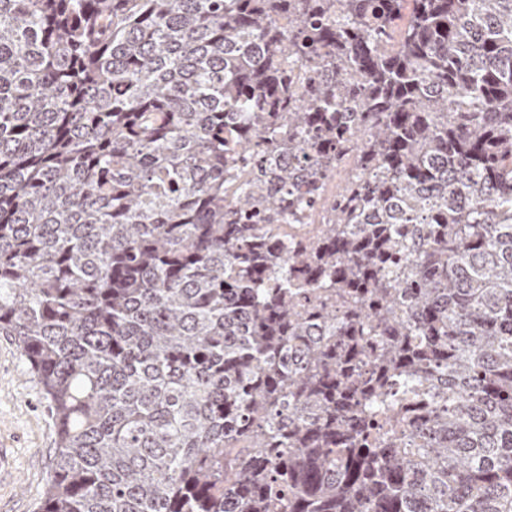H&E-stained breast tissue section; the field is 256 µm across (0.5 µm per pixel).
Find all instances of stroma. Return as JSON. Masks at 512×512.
<instances>
[{"instance_id": "1", "label": "stroma", "mask_w": 512, "mask_h": 512, "mask_svg": "<svg viewBox=\"0 0 512 512\" xmlns=\"http://www.w3.org/2000/svg\"><path fill=\"white\" fill-rule=\"evenodd\" d=\"M55 431L16 345L0 336V512H35L48 481Z\"/></svg>"}]
</instances>
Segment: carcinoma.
Segmentation results:
<instances>
[{
	"label": "carcinoma",
	"mask_w": 512,
	"mask_h": 512,
	"mask_svg": "<svg viewBox=\"0 0 512 512\" xmlns=\"http://www.w3.org/2000/svg\"><path fill=\"white\" fill-rule=\"evenodd\" d=\"M0 336L39 512H512V0H0ZM336 171L332 170L329 173V176L326 180L324 195L320 198V200L315 201L313 205L305 208L301 214L295 217H288V221L282 224H291L293 226H297V232L300 235H311L322 224H326L325 221L321 219L322 214V199L328 197L331 194V190L335 187L336 189ZM291 218V219H290ZM297 219L299 221H295ZM16 345L0 336V512H36L48 481L55 431Z\"/></svg>",
	"instance_id": "cac0c4a2"
}]
</instances>
